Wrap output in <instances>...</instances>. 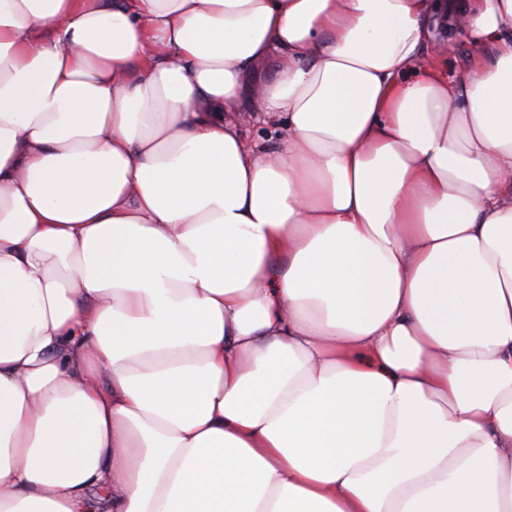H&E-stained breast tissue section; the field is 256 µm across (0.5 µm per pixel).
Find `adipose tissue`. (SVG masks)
I'll use <instances>...</instances> for the list:
<instances>
[{"mask_svg":"<svg viewBox=\"0 0 512 512\" xmlns=\"http://www.w3.org/2000/svg\"><path fill=\"white\" fill-rule=\"evenodd\" d=\"M0 512H512V0H0ZM446 38H448L447 55L441 63L444 62L447 66L448 61V79L454 81L466 72L474 54V48L462 31L448 29Z\"/></svg>","mask_w":512,"mask_h":512,"instance_id":"obj_1","label":"adipose tissue"}]
</instances>
